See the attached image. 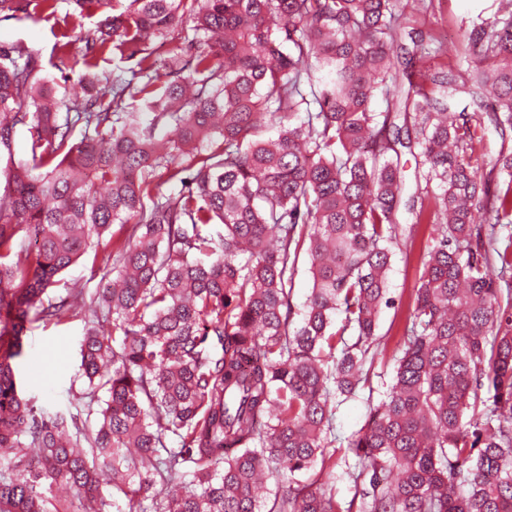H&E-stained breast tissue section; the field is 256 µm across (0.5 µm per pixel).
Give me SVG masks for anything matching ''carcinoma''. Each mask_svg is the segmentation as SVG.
<instances>
[{
  "label": "carcinoma",
  "mask_w": 512,
  "mask_h": 512,
  "mask_svg": "<svg viewBox=\"0 0 512 512\" xmlns=\"http://www.w3.org/2000/svg\"><path fill=\"white\" fill-rule=\"evenodd\" d=\"M399 3L72 0L89 81L62 97L36 53L0 48V512H512V9L462 31L456 68L414 73ZM114 224L92 305L54 295ZM423 224L386 361L394 248ZM64 318L84 321L90 400L105 393L85 419L38 409L19 371L32 324ZM364 390V424L339 434ZM274 473L288 485L263 500ZM308 258L302 256L298 264V273L295 276L294 291H293V304L297 308L305 300L312 287V282L307 272L308 269Z\"/></svg>",
  "instance_id": "1"
}]
</instances>
